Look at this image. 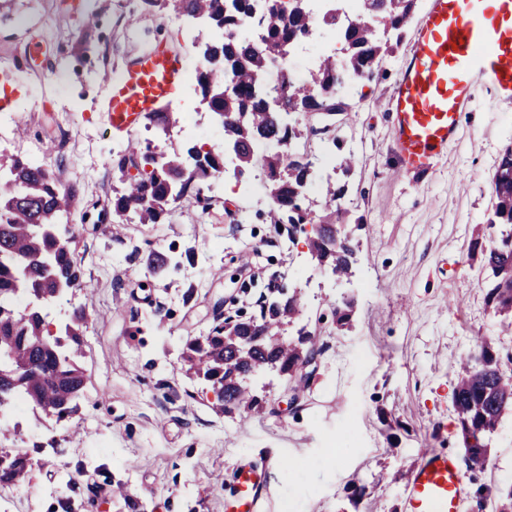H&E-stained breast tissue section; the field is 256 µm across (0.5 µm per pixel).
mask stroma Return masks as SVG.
<instances>
[{
  "instance_id": "obj_1",
  "label": "stroma",
  "mask_w": 512,
  "mask_h": 512,
  "mask_svg": "<svg viewBox=\"0 0 512 512\" xmlns=\"http://www.w3.org/2000/svg\"><path fill=\"white\" fill-rule=\"evenodd\" d=\"M427 7L417 0L380 63L383 79L346 93L352 113L333 116L336 141L308 139L317 152L354 157L336 181L358 254L352 277L339 280L318 266L307 238L289 241L264 223L269 195L258 168L209 187V208L172 204L160 224L99 219L120 185L109 160L126 146L104 119L106 77L158 41L195 75L198 34L146 0H12L0 23V66L9 68L0 78L15 94L8 116L16 131L0 142V158L38 159L74 187L75 205L59 222L75 234L84 285L50 318L66 323L82 307L90 319L77 416L59 423L29 410L0 434V448L33 451L38 461L30 481L9 492L10 512H224L244 462L269 473L259 512H403L422 449L464 459L453 406L459 358L487 339L512 373V334H500L479 274L512 111H490L476 87L457 140L433 169L398 174L388 99ZM37 39L43 54L26 60ZM171 109L181 119L168 133L142 123L136 140L161 152L223 149V128L194 91ZM157 252L178 266L152 270ZM275 276L303 296L298 326L326 344L318 378L293 406L287 377L260 375L252 386L268 401L262 414L218 413L208 385L185 375L184 345L211 326L217 304L252 313ZM345 299L355 307L340 331L331 305ZM488 442L485 469L465 473L463 512H495L512 488V413ZM278 456L291 468L278 469ZM354 482L365 485L363 497L352 496Z\"/></svg>"
}]
</instances>
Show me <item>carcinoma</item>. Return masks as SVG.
Returning a JSON list of instances; mask_svg holds the SVG:
<instances>
[{
    "label": "carcinoma",
    "instance_id": "carcinoma-1",
    "mask_svg": "<svg viewBox=\"0 0 512 512\" xmlns=\"http://www.w3.org/2000/svg\"><path fill=\"white\" fill-rule=\"evenodd\" d=\"M162 13L204 19L216 32L201 38L197 47L202 65L194 91L200 102L223 123L224 142L238 160L239 174L258 166L269 180L271 205L264 220L288 225V236L304 232L307 224L319 230L310 239L317 263L332 269L336 277L352 274L356 243L348 230L338 200L344 187L326 182L325 209L315 216L306 188L318 170L305 155L291 149L303 133L317 135L313 126L300 130L283 116L295 113L318 116L328 125L324 135L336 137L332 116L349 112L336 93L342 81L369 82L378 75L380 60L389 45L378 38V27L403 29L410 20L414 0H360V14L353 24L337 20L334 13L321 17L312 0H147ZM256 19L258 35L238 34L247 19ZM339 32L346 57L338 62L321 56L303 82L296 81L280 61L287 52L307 42L315 30ZM279 66L280 77L268 78ZM145 118L167 132L176 123L172 112H149ZM274 141L277 153L258 157L255 144ZM120 171L135 167L136 180L126 179L124 191L112 197V212L133 215L140 224H158L169 207L183 199L202 202L204 187L224 169V153L191 146L184 151L155 153L137 143L112 156ZM73 194L62 171L16 156L8 173L0 174V374L11 381L0 384V412L20 399L25 405L58 421L71 418L87 385L75 359L82 354L83 309L73 311L69 323L52 331L45 309L59 302L68 290L83 287L80 268L70 241L58 232V216L69 211ZM486 229L491 245L482 250L481 267L490 271L488 300L506 331L512 330V147L506 149L493 177V202ZM337 230L332 241L328 233ZM49 266H43V262ZM29 299L21 305L23 299ZM302 303L298 292L262 293L258 312L243 318L214 320L208 332L189 340L182 352L187 373L207 382L226 414L248 413L261 408L247 379L264 371L292 374L297 363L322 351L316 334L302 327L297 338L281 339L283 327L296 321ZM353 304L334 306L336 328L350 325ZM262 337L255 349L242 343ZM454 407L464 447L473 449L467 459L470 470L487 464L486 436L502 416L512 412V374L500 368L499 356L484 341L462 361L454 391ZM34 469L29 453L0 448V487L23 484Z\"/></svg>",
    "mask_w": 512,
    "mask_h": 512
}]
</instances>
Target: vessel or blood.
<instances>
[{"label": "vessel or blood", "mask_w": 512, "mask_h": 512, "mask_svg": "<svg viewBox=\"0 0 512 512\" xmlns=\"http://www.w3.org/2000/svg\"><path fill=\"white\" fill-rule=\"evenodd\" d=\"M492 109L512 106V0H430L390 97L400 169L429 172L461 125L476 84ZM187 88L181 59L157 45L110 79L106 105L113 130L133 133ZM225 512H257L266 475L243 463ZM466 483L452 455L424 451L405 489V512H460Z\"/></svg>", "instance_id": "b4317fda"}]
</instances>
